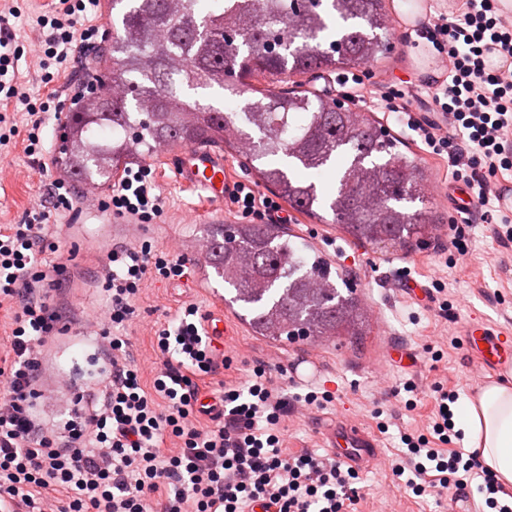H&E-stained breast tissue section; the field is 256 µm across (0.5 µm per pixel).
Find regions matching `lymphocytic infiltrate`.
Instances as JSON below:
<instances>
[{
	"instance_id": "f902f5d3",
	"label": "lymphocytic infiltrate",
	"mask_w": 512,
	"mask_h": 512,
	"mask_svg": "<svg viewBox=\"0 0 512 512\" xmlns=\"http://www.w3.org/2000/svg\"><path fill=\"white\" fill-rule=\"evenodd\" d=\"M100 0H54L39 62L43 82L70 69L73 43L95 47ZM0 15V103L26 114L28 154L41 151L40 131L59 120L60 109L35 102L10 77L24 49L9 33L10 17ZM448 66L428 85L436 120L418 121L410 113L405 89L379 83L374 103L415 133L426 153L447 157L452 179H463L485 223L501 242H512V217L495 212L492 186L512 176V70L493 71L486 63L497 53L512 58V17L497 0H463L458 11L431 17L424 29ZM51 209L28 212L21 224L0 229V302L14 304L9 336L11 359H0V512H251L261 503L272 512H345L356 494L357 471L332 457L284 452L282 431L290 410L264 366L246 379H221L213 404H201L200 380L219 376L230 361L219 353L199 309L187 305L156 332L162 358L151 387L129 355L124 334L133 304L153 277L180 279L186 258H170L145 241L113 248L105 290L109 305L97 335L106 351L100 402L75 395L62 430L46 431L33 405L41 376L42 351L59 331L61 318L46 299L58 285L62 265L44 263L54 250L53 216L69 212L77 196L63 180H49ZM237 217L259 219L279 213L276 197L238 181L228 198ZM102 209L133 223L162 220L164 202L151 171H127L120 190ZM209 424H200V416ZM408 453L395 464L402 476L413 468L415 492L433 488L466 499L482 465L476 454L442 453L425 436L403 435Z\"/></svg>"
}]
</instances>
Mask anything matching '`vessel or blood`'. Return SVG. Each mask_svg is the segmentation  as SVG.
Masks as SVG:
<instances>
[{
  "label": "vessel or blood",
  "instance_id": "vessel-or-blood-1",
  "mask_svg": "<svg viewBox=\"0 0 512 512\" xmlns=\"http://www.w3.org/2000/svg\"><path fill=\"white\" fill-rule=\"evenodd\" d=\"M173 168L180 184L201 193L213 205H221L232 188L231 174L223 154L206 146L177 149ZM466 343L485 370L493 371L512 364V332H493L483 324H470ZM328 445L336 457L359 469L374 465L379 459L375 437L341 420L328 437Z\"/></svg>",
  "mask_w": 512,
  "mask_h": 512
}]
</instances>
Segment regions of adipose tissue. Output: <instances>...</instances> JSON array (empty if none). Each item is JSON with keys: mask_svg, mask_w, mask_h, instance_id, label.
<instances>
[{"mask_svg": "<svg viewBox=\"0 0 512 512\" xmlns=\"http://www.w3.org/2000/svg\"><path fill=\"white\" fill-rule=\"evenodd\" d=\"M461 428L484 469L512 485V382L490 383L466 397Z\"/></svg>", "mask_w": 512, "mask_h": 512, "instance_id": "ef3b65f1", "label": "adipose tissue"}]
</instances>
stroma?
Returning <instances> with one entry per match:
<instances>
[{
    "instance_id": "stroma-1",
    "label": "stroma",
    "mask_w": 512,
    "mask_h": 512,
    "mask_svg": "<svg viewBox=\"0 0 512 512\" xmlns=\"http://www.w3.org/2000/svg\"><path fill=\"white\" fill-rule=\"evenodd\" d=\"M51 0H22L20 18L10 24L24 47L18 62V80L29 91L45 94L38 76L35 54L48 31L38 16L49 10ZM394 24L387 36L388 53L369 68L353 67L355 77L371 71L364 79V98H354L349 87L341 84L339 72L314 78L313 87L357 112L374 113L376 120L403 141V150L418 165L429 169V204L437 227L420 242L394 253H381L355 244L335 225L319 224L298 211H291L285 228L307 254H321L332 272L341 275L362 301L371 332L358 343L307 344L271 342L256 336L236 312L224 304V283L213 276L204 256L191 258L183 279L148 280L135 301V312L127 330L131 353L138 363L143 382H150L161 358L155 348L154 334L187 303H196L202 316L215 307H223L224 318L232 334L220 343L232 360L230 373L244 376L255 365L266 364L283 394L293 397L304 388L291 377V369L302 358L316 361L321 370L318 388L331 391L332 402L296 412L284 424L283 446L324 456V433L336 418L374 434L379 444L381 464L360 471L358 495L347 512H486L485 496L471 491L469 498L454 503L449 495L414 493L405 478L395 477L392 466L403 456L400 436L405 432L431 435L432 418L437 410L439 389L453 390L465 397L482 386L483 376L499 381V374H486L472 362L461 338L466 327L486 321L497 328H512V243L494 238L480 213L463 214L454 208L446 179L447 161L421 151L404 131L376 111L370 96L375 80L407 82L413 94L410 110L415 116L432 117L433 105L424 90L436 73L437 52L432 43L421 38L414 25L406 21L398 0H387ZM62 124L49 125L44 131V159L28 155L21 137L0 148V226L23 223L28 211L47 204L46 180L40 164L56 166L62 148ZM171 151H159L143 159L167 202L162 221L135 224L112 211L77 203L58 221L55 241L58 250L53 262L63 264L58 292L48 303L63 316L60 335L44 351L45 366L63 371L64 380L54 381L36 402V414L43 428L55 429L67 418L70 395L66 384H73L86 398L98 397V348L92 335L81 328V320L103 314L105 262L112 248L136 246L142 241L166 249L172 256L184 255L194 241L206 238L209 225L231 224L235 218L227 212L203 211L197 195L179 184L171 164ZM471 227L468 253L456 266H448L450 227ZM442 281L450 308L440 311L438 303L420 302L407 294V283L416 281L431 286ZM413 382L417 391L413 407H405L401 394L404 383ZM387 431H379V421Z\"/></svg>"
}]
</instances>
